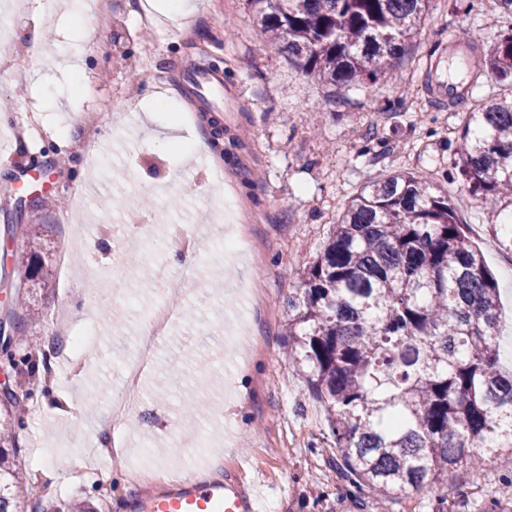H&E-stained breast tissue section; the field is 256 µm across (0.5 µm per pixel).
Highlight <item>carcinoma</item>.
I'll return each mask as SVG.
<instances>
[{"mask_svg":"<svg viewBox=\"0 0 512 512\" xmlns=\"http://www.w3.org/2000/svg\"><path fill=\"white\" fill-rule=\"evenodd\" d=\"M275 48L324 85L390 78L430 0H247ZM479 71L512 83V32L488 39ZM455 166L472 195L512 206V98L468 112ZM29 250L38 225H22ZM288 360L327 413L355 481L382 494H428L462 465L478 472L512 454V371L497 339L496 279L470 244L448 193L416 172L371 180L352 197L288 296ZM0 396V512H27L19 491L15 418Z\"/></svg>","mask_w":512,"mask_h":512,"instance_id":"carcinoma-1","label":"carcinoma"}]
</instances>
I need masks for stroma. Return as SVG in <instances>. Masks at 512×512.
<instances>
[{
    "mask_svg": "<svg viewBox=\"0 0 512 512\" xmlns=\"http://www.w3.org/2000/svg\"><path fill=\"white\" fill-rule=\"evenodd\" d=\"M8 21L18 40L0 50V103L8 130L0 135V304L34 310L27 323L33 356H50L57 396L40 417L23 416L19 428L22 484L38 487L28 512H67L73 501L87 512H131L140 488L129 478L112 484L101 501L98 481L111 470L99 448L98 425L122 387L121 366L137 354L138 317L164 301L169 277L183 278L175 310L179 320L162 339L142 383L152 420L130 418L118 428L130 454L147 449L146 464H193L201 437L215 442L197 481L233 473L240 458L282 493L265 512H512L503 488L512 458L502 456L479 473L461 468L454 485L430 495L410 489L384 499L347 476L321 405L299 371L285 359L283 323L296 273L319 252L347 202L368 180L395 171L424 174L443 185L469 241L494 272L502 301L501 349L512 350V254L502 250L488 214L451 166L459 148L466 105L512 95V86L482 75L467 104L448 105L426 77H447L449 33L477 28L488 37L512 30V15L493 0H431L393 82L370 88L327 89L266 41L246 0H194L184 15L165 16L152 0H108L106 14L81 23L61 9L40 16L38 0H10ZM42 29V49L28 36ZM194 64L217 65L224 75L222 129L190 116L178 82ZM152 79H145V72ZM157 95L167 109L146 117L145 99ZM181 119L182 143L205 135L219 160L183 162L164 142L168 115ZM77 135L64 138L69 128ZM87 171L78 182L77 168ZM148 194L152 241L143 263L112 278V230L123 226L122 202ZM246 201L261 217L250 232L262 243L258 257L226 253L224 226L233 204ZM11 224L40 227L43 274L24 278L28 249ZM167 224H186L201 235L192 264L166 239ZM97 250H89V242ZM266 270L265 303L245 309L234 296L247 287L253 264ZM68 301L69 331L93 330L91 351L59 357L62 343L51 324ZM245 328L257 343L250 367L239 372L225 342L226 326ZM85 365L73 378L70 361ZM64 459L74 469L59 470Z\"/></svg>",
    "mask_w": 512,
    "mask_h": 512,
    "instance_id": "stroma-1",
    "label": "stroma"
}]
</instances>
